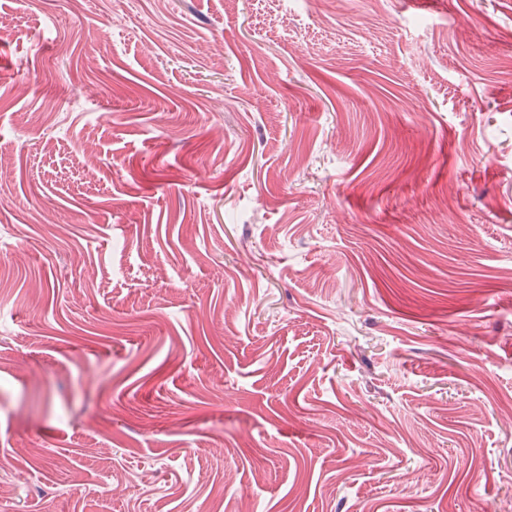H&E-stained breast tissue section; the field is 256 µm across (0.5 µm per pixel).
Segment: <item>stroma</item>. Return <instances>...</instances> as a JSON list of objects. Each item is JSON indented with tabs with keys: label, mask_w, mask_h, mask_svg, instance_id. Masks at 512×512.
Segmentation results:
<instances>
[{
	"label": "stroma",
	"mask_w": 512,
	"mask_h": 512,
	"mask_svg": "<svg viewBox=\"0 0 512 512\" xmlns=\"http://www.w3.org/2000/svg\"><path fill=\"white\" fill-rule=\"evenodd\" d=\"M0 15V512H512V0Z\"/></svg>",
	"instance_id": "35a3bbf8"
}]
</instances>
